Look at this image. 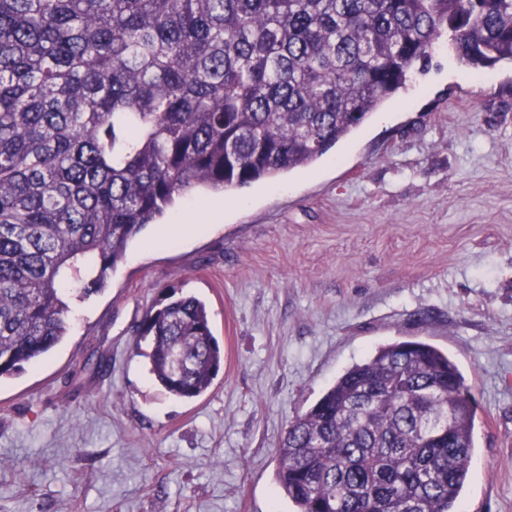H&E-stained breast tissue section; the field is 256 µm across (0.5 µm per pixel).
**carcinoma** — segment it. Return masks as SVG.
<instances>
[{"label":"carcinoma","mask_w":512,"mask_h":512,"mask_svg":"<svg viewBox=\"0 0 512 512\" xmlns=\"http://www.w3.org/2000/svg\"><path fill=\"white\" fill-rule=\"evenodd\" d=\"M512 62V0H0V379L60 344L64 288L102 291L195 190L308 167L426 66ZM138 354L178 399L223 362L206 304L166 293ZM475 407L448 352L396 341L278 445L295 512H460Z\"/></svg>","instance_id":"1"}]
</instances>
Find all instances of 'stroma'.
Listing matches in <instances>:
<instances>
[{"label":"stroma","instance_id":"obj_1","mask_svg":"<svg viewBox=\"0 0 512 512\" xmlns=\"http://www.w3.org/2000/svg\"><path fill=\"white\" fill-rule=\"evenodd\" d=\"M426 70L320 160L224 196L222 219L152 241L104 290H63L65 340L0 380V512H294L275 494L290 418L379 346L447 350L474 396L464 512H512V64ZM204 300L224 363L172 397L138 357L162 293ZM109 358L101 376L88 357Z\"/></svg>","mask_w":512,"mask_h":512}]
</instances>
